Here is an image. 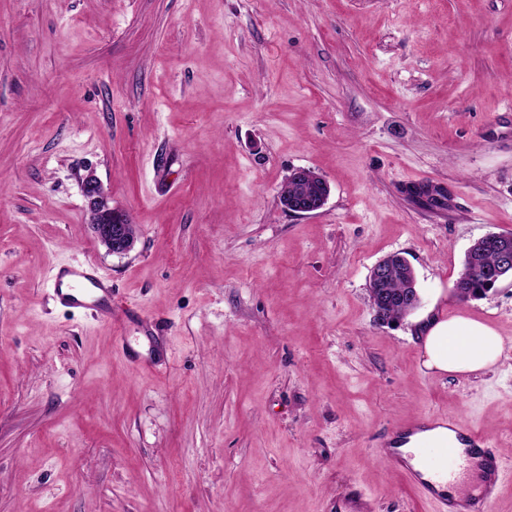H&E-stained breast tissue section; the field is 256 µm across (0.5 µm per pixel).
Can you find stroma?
<instances>
[{
    "mask_svg": "<svg viewBox=\"0 0 512 512\" xmlns=\"http://www.w3.org/2000/svg\"><path fill=\"white\" fill-rule=\"evenodd\" d=\"M296 168L317 214L279 203ZM510 231L512 0H0V512H434L384 443L447 414L512 460V279L453 291ZM394 253L421 305L388 327ZM73 261L114 327L53 302ZM425 314L493 327L501 361L426 373ZM294 187L290 184H285L281 195L288 194L284 199L280 200L282 206L289 212L295 214H313L320 211L326 204L331 189L327 181L316 173H310L308 169L297 168L294 169L289 178ZM307 182H314V187L311 191H303L302 187ZM89 211L94 216L91 224L98 240L114 255H126L133 250L135 237L129 232L127 215L112 207L109 197L98 182L87 177L83 182ZM391 263L388 265V277L386 272L385 259L378 262L371 273L369 284L373 288H369L375 294L376 304V317L381 324H392L393 322L400 321L405 317L404 308L401 305L394 304L387 308V315L394 321L384 318L383 307L386 306L393 298L400 300L406 312L409 314L417 309L421 304V298L416 288L414 271L412 269L411 284L409 288L407 286L406 273L409 271L408 260L400 254L391 255ZM390 288L400 289L392 292L391 289L387 288L388 281Z\"/></svg>",
    "mask_w": 512,
    "mask_h": 512,
    "instance_id": "obj_1",
    "label": "stroma"
}]
</instances>
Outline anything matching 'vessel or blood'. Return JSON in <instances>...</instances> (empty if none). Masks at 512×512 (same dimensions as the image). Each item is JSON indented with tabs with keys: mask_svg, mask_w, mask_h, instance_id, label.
I'll return each mask as SVG.
<instances>
[{
	"mask_svg": "<svg viewBox=\"0 0 512 512\" xmlns=\"http://www.w3.org/2000/svg\"><path fill=\"white\" fill-rule=\"evenodd\" d=\"M53 299L72 312L92 311L104 324L112 322V285L107 277L87 261L58 267L51 284ZM435 420L420 417L392 429L387 441L386 458L391 466L403 467L410 484L420 498L434 504L437 512H488L497 491L505 481V466L494 450L491 438L455 418H448V439L431 441L419 448L421 461L434 474L423 479L419 471L402 466L395 450L398 441L435 427ZM478 460L487 472L479 492L456 497L465 464Z\"/></svg>",
	"mask_w": 512,
	"mask_h": 512,
	"instance_id": "b4317fda",
	"label": "vessel or blood"
}]
</instances>
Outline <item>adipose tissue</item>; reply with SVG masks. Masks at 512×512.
<instances>
[{"instance_id": "ef3b65f1", "label": "adipose tissue", "mask_w": 512, "mask_h": 512, "mask_svg": "<svg viewBox=\"0 0 512 512\" xmlns=\"http://www.w3.org/2000/svg\"><path fill=\"white\" fill-rule=\"evenodd\" d=\"M422 367L432 374H474L491 369L503 355L498 332L470 318H431L420 329Z\"/></svg>"}]
</instances>
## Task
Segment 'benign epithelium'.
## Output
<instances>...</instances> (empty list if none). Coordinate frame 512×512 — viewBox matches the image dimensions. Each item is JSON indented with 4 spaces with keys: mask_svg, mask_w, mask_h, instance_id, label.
<instances>
[{
    "mask_svg": "<svg viewBox=\"0 0 512 512\" xmlns=\"http://www.w3.org/2000/svg\"><path fill=\"white\" fill-rule=\"evenodd\" d=\"M288 181L295 185L296 191L281 200L286 210L295 214H313L325 206L331 189L323 177L305 168H297L291 172ZM83 188L89 211L94 216L92 224L98 240L114 255L128 254L134 248L135 237L129 232L127 215L112 206L109 197L94 178H86ZM485 276L497 283L512 277V253L506 249L501 251L499 266L485 273ZM369 284L372 285L371 291L375 294L376 317L381 324L391 323V320L384 318L383 307L392 299L401 301L408 313L421 304L414 281L410 287L396 292L387 288L386 262L383 260L374 266Z\"/></svg>",
    "mask_w": 512,
    "mask_h": 512,
    "instance_id": "benign-epithelium-1",
    "label": "benign epithelium"
}]
</instances>
